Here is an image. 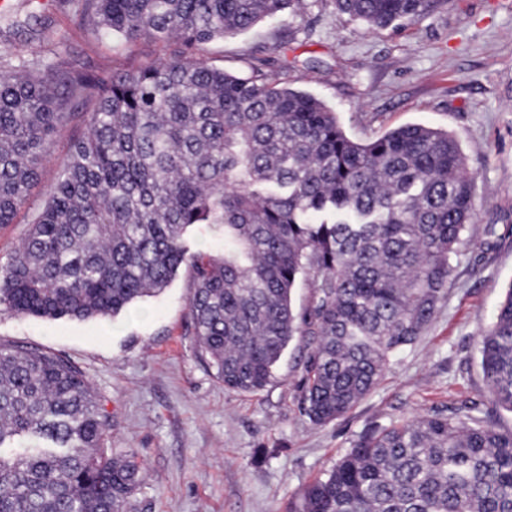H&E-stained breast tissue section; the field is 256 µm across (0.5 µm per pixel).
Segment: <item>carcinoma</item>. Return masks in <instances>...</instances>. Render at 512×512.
Instances as JSON below:
<instances>
[{"mask_svg": "<svg viewBox=\"0 0 512 512\" xmlns=\"http://www.w3.org/2000/svg\"><path fill=\"white\" fill-rule=\"evenodd\" d=\"M301 2L76 0V16L101 38L192 50ZM441 2L333 0L371 29ZM73 118L86 132L0 265V311L115 317L186 265L200 358L255 394L302 337L301 405L315 425L347 414L418 340L474 215L473 178L447 132L410 124L355 140L311 93L182 53L110 77L25 61L0 70V224ZM198 227L222 231L223 252H191ZM308 276L313 302L299 313L293 291ZM478 346L492 403L512 412V287ZM111 428L81 369L1 344L0 512H131L141 465L112 452ZM291 512H512V431L459 408L374 430Z\"/></svg>", "mask_w": 512, "mask_h": 512, "instance_id": "carcinoma-1", "label": "carcinoma"}]
</instances>
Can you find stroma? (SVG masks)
<instances>
[{
	"label": "stroma",
	"instance_id": "obj_1",
	"mask_svg": "<svg viewBox=\"0 0 512 512\" xmlns=\"http://www.w3.org/2000/svg\"><path fill=\"white\" fill-rule=\"evenodd\" d=\"M235 36L196 49L234 75L267 74L331 108L357 140L406 125L448 132L474 179V218L452 260L448 288L420 339L395 353L379 385L350 413L312 424L301 409L308 354L295 338L261 392L224 387L195 347L187 267L159 294L117 318L49 320L0 311V344L36 348L83 370L112 419L114 451L142 462L134 512H289L302 489L362 433L435 409L470 407L512 430L493 408L477 340L512 285V0H444L397 29L373 31L304 0ZM73 0H6L0 44L12 60L77 64L108 76L145 68L180 43L97 37L79 28ZM82 123L63 127L14 223L0 224L7 262L51 192Z\"/></svg>",
	"mask_w": 512,
	"mask_h": 512
}]
</instances>
